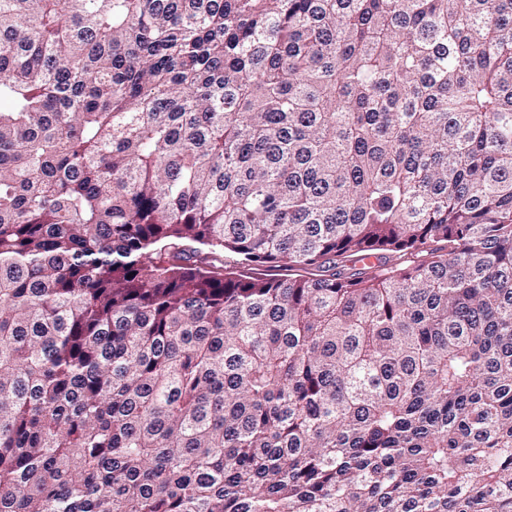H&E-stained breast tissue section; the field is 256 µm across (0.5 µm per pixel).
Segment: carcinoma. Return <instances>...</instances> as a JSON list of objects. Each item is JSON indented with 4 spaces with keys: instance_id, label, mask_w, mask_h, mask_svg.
Here are the masks:
<instances>
[{
    "instance_id": "1",
    "label": "carcinoma",
    "mask_w": 512,
    "mask_h": 512,
    "mask_svg": "<svg viewBox=\"0 0 512 512\" xmlns=\"http://www.w3.org/2000/svg\"><path fill=\"white\" fill-rule=\"evenodd\" d=\"M0 512H512V0H0Z\"/></svg>"
}]
</instances>
